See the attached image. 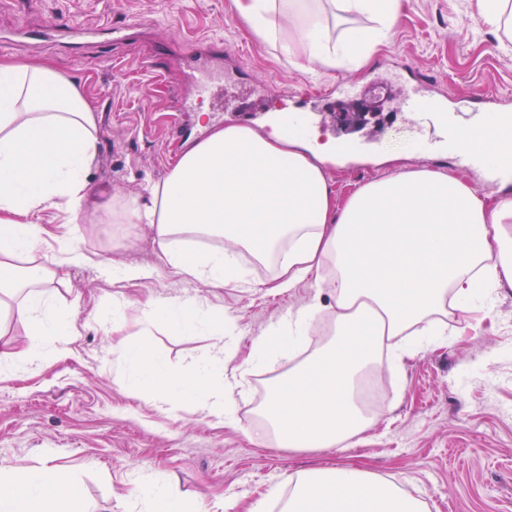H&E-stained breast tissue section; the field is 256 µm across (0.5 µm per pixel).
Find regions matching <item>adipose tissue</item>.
<instances>
[{
  "label": "adipose tissue",
  "instance_id": "adipose-tissue-1",
  "mask_svg": "<svg viewBox=\"0 0 512 512\" xmlns=\"http://www.w3.org/2000/svg\"><path fill=\"white\" fill-rule=\"evenodd\" d=\"M338 12L368 24L331 34L327 13L306 0H233L253 33L293 31L307 59L358 65L389 38L403 0H332ZM98 127L81 89L45 61L0 58V314L27 327L26 363L45 360L50 337L69 325L49 288L57 270L80 265L78 222L91 203L88 171ZM333 144L306 146L239 125L213 130L184 152L147 205L116 203L118 224L147 225L160 265L223 288L245 283L249 255L270 275L264 285L287 291L332 268L333 338L303 360L295 355L324 307L312 301L273 324L249 357L229 367L223 351L199 360V375L171 377L148 340L126 346L121 360L136 390L163 399L198 398L203 414L222 422L235 414L234 395L250 369L287 358L286 378L272 381L260 415L267 437L288 449L332 448L370 428L359 400L365 369L401 365L448 336L449 311L490 313L512 293V198H492L451 173L390 170L337 200L322 159ZM66 210L69 232L45 262L23 266L45 243L33 213ZM164 318L175 330L205 319L194 299L174 297L142 310L138 321ZM224 378L213 387L210 376ZM143 512H191L164 475L141 474ZM77 490L58 468L0 470V512H77ZM283 512H423L400 486L357 467L298 473Z\"/></svg>",
  "mask_w": 512,
  "mask_h": 512
}]
</instances>
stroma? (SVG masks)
<instances>
[{"mask_svg": "<svg viewBox=\"0 0 512 512\" xmlns=\"http://www.w3.org/2000/svg\"><path fill=\"white\" fill-rule=\"evenodd\" d=\"M49 19L56 23L50 39L0 46V57L44 60L78 83L99 129L89 183L100 205L142 197L147 182L174 167L168 134L182 92L178 60L199 38L223 43L252 83L247 89L222 80L212 97L196 100L202 111L222 110L224 124L238 123L241 110L257 105L289 117L305 90L326 110L325 123L306 138L345 147L375 137L378 153L402 164L456 171L479 193L501 194L484 176L460 170L454 157L421 153L406 119L395 115L390 85L366 81L380 66L409 69L431 77L429 97L452 103L479 95L512 110V43L498 49L496 35L477 22L475 0H404L390 39L358 68L309 66L299 45L275 46L250 32L232 0H0V34L21 24L37 30ZM127 20L143 28L118 46L102 37L75 46L65 35L75 21L102 33ZM344 82L358 84L362 103L378 116L354 135L336 123V88ZM326 172L341 199L384 169L344 154ZM80 230L88 263L62 268L52 285L72 333L50 343L66 347V355L0 381V466L71 471L82 512H140L133 481L143 470L164 472L172 495L199 512H248L259 500L283 505L290 476L351 463L398 484L425 512H512V295L481 319L478 332L464 331L463 316L453 313L447 342L403 366L381 367L378 376L390 382L392 399L351 444L288 450L264 443L257 414L269 381L287 374V362L248 375L236 396L235 422L220 424L203 416L196 401L163 403L149 391L132 393L115 354L142 337L133 315L187 294L207 326L174 332L159 319L149 336L170 374L188 377L192 360L214 351L225 314L235 319L237 356L245 358L252 342L288 313L318 296L331 303L325 284L310 278L273 295L261 288L265 275L254 268L240 288H211L165 269L149 280L113 284L98 277L95 261L123 257L156 266L152 232L142 224L107 223L99 211ZM117 305L130 317L118 330L112 327Z\"/></svg>", "mask_w": 512, "mask_h": 512, "instance_id": "1", "label": "stroma"}]
</instances>
